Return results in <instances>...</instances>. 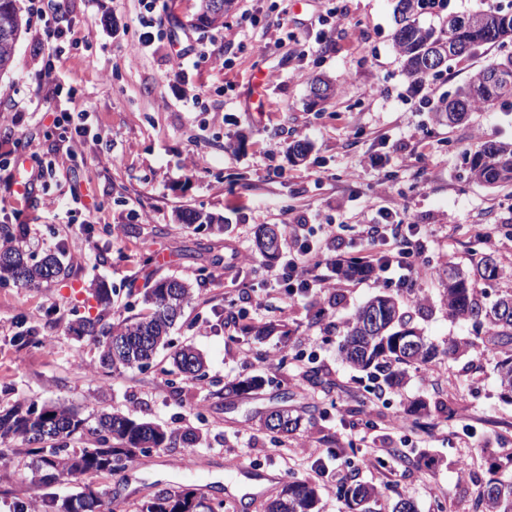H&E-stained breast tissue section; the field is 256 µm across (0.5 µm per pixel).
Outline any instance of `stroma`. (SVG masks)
<instances>
[{"label": "stroma", "mask_w": 512, "mask_h": 512, "mask_svg": "<svg viewBox=\"0 0 512 512\" xmlns=\"http://www.w3.org/2000/svg\"><path fill=\"white\" fill-rule=\"evenodd\" d=\"M197 0H160L159 11L182 45L205 60L176 77L167 40L137 48L136 0H66L63 24L74 45L55 57L67 93L46 106L38 93L47 42L28 18L13 66L0 75V112L18 108L16 125L0 124V154L18 137L26 166L67 158L54 128L57 111H89L82 151L67 158L64 176L35 182L28 199L0 201V225L13 210L28 226L27 253L59 256L68 275L24 287L0 283V410L27 399L73 408L86 426L103 412H121L165 429H197L196 447L157 448L124 469L91 474L47 488L29 482L31 455L18 441H0L10 463L0 468V512H43V498L83 485L114 499L115 512H140L155 492L191 490L226 504L230 485L258 482L245 512H265L288 477L314 483L321 512H350L336 490L363 483L380 496L375 512L396 501L417 512H474L492 463L512 448V403L500 397L497 350L477 343L470 324L448 316L437 272L446 263L472 267L476 249L495 252L503 269L512 252L475 246L470 225L512 233V188L468 181L464 155L485 140H512V107L473 112L455 126H436L432 107L463 86L506 48L485 46L429 78L423 92L403 71L394 47L395 0H232L223 25L192 26ZM320 52H311L314 43ZM334 81L338 93L313 104L312 79ZM428 106H421L420 96ZM311 151L293 161L289 147ZM201 160L190 170V159ZM79 185L78 201L70 188ZM64 198L50 211L44 195ZM407 209L432 232L434 267L417 297L398 299L412 324L440 351L428 364L404 368L399 391H379L366 373L342 358L339 331L356 309L381 294L377 284L342 282L336 290L281 305L264 279L278 266L256 249L262 224L339 226L341 247L354 249L358 225L378 209ZM192 209L223 217L225 230L180 223ZM209 268L200 279V268ZM196 287L172 331L206 359V377L188 380L160 351L148 368H101L91 337L69 331L75 316L104 314L107 323L145 312L143 293L164 277ZM112 290L100 312L90 286ZM269 327L258 335L259 327ZM35 328L39 345L16 343ZM470 339L461 355L449 341ZM259 376L245 397L227 395L237 380ZM417 400L443 402L426 429L400 427ZM290 409L302 422L281 436L263 426L266 414ZM398 449L385 467L366 463V447ZM349 451L338 465L337 449ZM470 462L460 475L458 459ZM249 467L248 476L236 472Z\"/></svg>", "instance_id": "obj_1"}]
</instances>
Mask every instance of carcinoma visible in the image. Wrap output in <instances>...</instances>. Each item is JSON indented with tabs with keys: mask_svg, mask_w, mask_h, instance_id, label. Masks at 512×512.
<instances>
[{
	"mask_svg": "<svg viewBox=\"0 0 512 512\" xmlns=\"http://www.w3.org/2000/svg\"><path fill=\"white\" fill-rule=\"evenodd\" d=\"M398 28L395 46L403 58L404 70L415 80L440 73L427 65L431 50L439 48L453 61L474 55L483 46H503L512 42V3L463 14L450 13L438 27L419 24L416 0H396L394 7ZM224 19V0H198L193 21L200 28L218 25ZM23 16L17 0H0V73L9 69L23 26ZM512 100V55L493 60L476 71L465 86L440 102L435 112L440 125H455L469 113L489 111ZM468 178L489 188L512 184V143L483 141L467 159ZM184 224L211 227L224 222L210 214L184 211L178 215ZM19 225H0V281L10 278L25 286L55 281L64 267L54 255L39 260L26 254L18 244H5L7 238L18 239ZM502 267L490 254H482L471 269L448 264L439 272L448 315L469 322L481 335V340L507 349L497 361L495 370L500 397L512 402V292L495 294L485 302L488 293L484 285L495 281ZM194 298L190 283L177 278L158 280L145 294L149 312L112 325L98 326L78 317L70 331L77 336L89 335L100 348L103 368L117 365L143 367L153 359L159 347L170 344V332L181 318L184 308ZM416 331L411 316L398 299L390 294L377 295L353 314L344 327L341 344L343 360L363 371L391 390L401 388L403 377L397 364L428 363L437 355V348L419 337L416 349L408 354L398 340ZM174 366L184 377H203L204 360L191 345L177 348ZM264 379L251 377L240 380L229 394L243 397L262 386ZM283 422L274 430L263 420L265 429L275 434L297 430L300 417L288 410L278 411ZM49 429L43 430L44 423ZM88 436L81 448L69 447L68 440ZM18 438L34 456L30 468V484L49 486L68 478L92 473H112L125 467L146 448H193L200 436L195 431H167L162 427L128 415L111 412L100 414L97 425L87 431L83 420L66 406L51 408L35 402L18 401L0 411V439ZM498 464L492 476L481 483L476 507L482 512H512V476L502 474ZM353 512H364L376 497L373 487L355 484L338 490ZM316 485L293 478L284 484L277 498L267 505V512H319ZM50 512H113L112 499L103 493L84 488L61 499L45 500ZM218 503L211 506L188 493L161 490L142 506L141 512H217Z\"/></svg>",
	"mask_w": 512,
	"mask_h": 512,
	"instance_id": "cac0c4a2",
	"label": "carcinoma"
}]
</instances>
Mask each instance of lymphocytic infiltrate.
Wrapping results in <instances>:
<instances>
[{"label":"lymphocytic infiltrate","mask_w":512,"mask_h":512,"mask_svg":"<svg viewBox=\"0 0 512 512\" xmlns=\"http://www.w3.org/2000/svg\"><path fill=\"white\" fill-rule=\"evenodd\" d=\"M288 257L277 269L275 293L285 301L336 285L337 271L354 264L358 279L372 277L383 288L414 292L426 270L429 235L413 224L408 211H378L373 223L361 225L355 254H329L322 241L336 240L333 224H320L307 233H290Z\"/></svg>","instance_id":"obj_1"}]
</instances>
